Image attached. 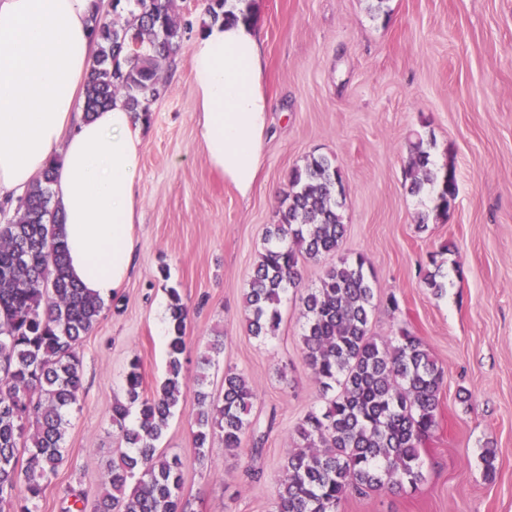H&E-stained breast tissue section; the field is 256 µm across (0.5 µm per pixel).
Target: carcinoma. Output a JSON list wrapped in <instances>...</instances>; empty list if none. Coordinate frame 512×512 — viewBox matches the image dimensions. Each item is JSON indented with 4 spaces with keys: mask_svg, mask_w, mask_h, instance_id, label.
I'll list each match as a JSON object with an SVG mask.
<instances>
[{
    "mask_svg": "<svg viewBox=\"0 0 512 512\" xmlns=\"http://www.w3.org/2000/svg\"><path fill=\"white\" fill-rule=\"evenodd\" d=\"M174 2L126 0L122 26L105 16L95 20L87 115L118 95L132 111L147 112L164 93L183 38ZM227 2L204 0V15L214 22L229 18ZM132 43L146 51H130ZM52 179L49 167L13 218L0 224V512H35L62 466L67 414L83 387L80 348L104 309L68 275ZM405 185L412 195H431L437 216L448 213L458 194L454 167L437 166L421 140ZM343 197L342 175L330 157L313 156L290 171L277 223L266 230L246 288L249 335L265 340L278 328L285 296L300 288V259L340 251L347 232ZM424 283L437 294L447 288L438 267ZM168 299L166 377L149 394L139 360L130 362L124 397L109 411L112 432L126 448L112 461L94 512H187L182 462L157 447L188 386L182 364L188 309L178 289H168ZM300 304L301 352L326 402L296 428L272 512H339L350 490L417 489L424 479L422 444L438 427L443 371L408 330L390 341L370 335L375 288L362 255L337 258L319 284L303 289ZM209 364L202 358L194 378L193 448L203 458L218 438L235 455L252 426L256 392L232 368L224 371L222 390L211 392Z\"/></svg>",
    "mask_w": 512,
    "mask_h": 512,
    "instance_id": "carcinoma-1",
    "label": "carcinoma"
}]
</instances>
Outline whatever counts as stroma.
I'll use <instances>...</instances> for the list:
<instances>
[{
    "label": "stroma",
    "instance_id": "obj_1",
    "mask_svg": "<svg viewBox=\"0 0 512 512\" xmlns=\"http://www.w3.org/2000/svg\"><path fill=\"white\" fill-rule=\"evenodd\" d=\"M273 102L259 179L243 197L209 164L196 134L189 56L200 0H176L186 25L165 95L151 105L141 153V222L135 268L105 303L81 355L83 393L68 417L66 461L37 503L64 512L77 492L96 499L122 444L109 410L139 360L146 389L164 378L159 326L168 289L189 308L187 377L214 336L208 369L242 372L257 392L252 419L261 455L225 453L214 441L197 457L196 405L185 390L160 450L183 462L188 512H270L295 429L323 404L300 351L297 297L281 308L273 338L246 330L244 291L288 174L328 155L345 187L343 255L367 258L375 277L370 330L380 340L408 329L444 372L439 426L421 450L425 481L413 492H349L340 512H512V0H254ZM456 171L447 218L417 226L426 205L405 187L416 140ZM454 252L446 253L442 244ZM439 263L448 286L427 288ZM496 450L487 481L480 454Z\"/></svg>",
    "mask_w": 512,
    "mask_h": 512
}]
</instances>
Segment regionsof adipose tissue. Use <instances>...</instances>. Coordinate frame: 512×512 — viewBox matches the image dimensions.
I'll return each mask as SVG.
<instances>
[{"mask_svg":"<svg viewBox=\"0 0 512 512\" xmlns=\"http://www.w3.org/2000/svg\"><path fill=\"white\" fill-rule=\"evenodd\" d=\"M101 0H0V200L25 195L58 161L68 271L106 301L134 270L143 117L124 98L85 117ZM196 137L240 195L260 173L271 102L256 19L200 28L189 56Z\"/></svg>","mask_w":512,"mask_h":512,"instance_id":"adipose-tissue-1","label":"adipose tissue"}]
</instances>
